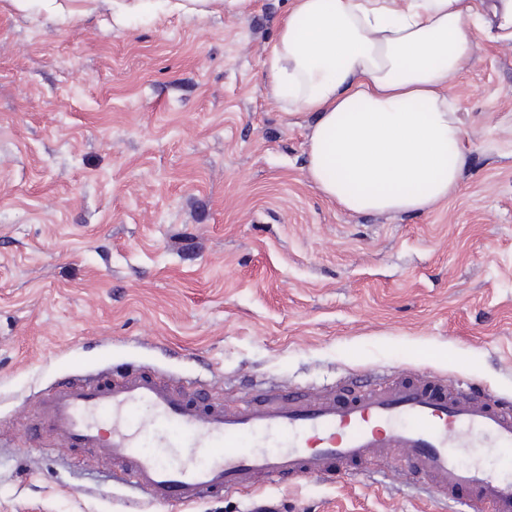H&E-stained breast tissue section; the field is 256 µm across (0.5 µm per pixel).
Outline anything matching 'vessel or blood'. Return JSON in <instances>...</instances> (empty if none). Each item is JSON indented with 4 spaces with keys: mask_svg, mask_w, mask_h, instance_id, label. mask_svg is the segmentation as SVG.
I'll return each mask as SVG.
<instances>
[{
    "mask_svg": "<svg viewBox=\"0 0 512 512\" xmlns=\"http://www.w3.org/2000/svg\"><path fill=\"white\" fill-rule=\"evenodd\" d=\"M35 439L112 461L153 501L192 505L258 481L312 479L406 449L410 469L468 512H512V480L485 464L512 448V402L427 373L339 399L286 392L223 403L124 364L57 386Z\"/></svg>",
    "mask_w": 512,
    "mask_h": 512,
    "instance_id": "b4317fda",
    "label": "vessel or blood"
}]
</instances>
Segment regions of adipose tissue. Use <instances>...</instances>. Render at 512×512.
Segmentation results:
<instances>
[{"label":"adipose tissue","mask_w":512,"mask_h":512,"mask_svg":"<svg viewBox=\"0 0 512 512\" xmlns=\"http://www.w3.org/2000/svg\"><path fill=\"white\" fill-rule=\"evenodd\" d=\"M483 39L512 45V0H291L269 91L304 121V170L324 200L424 213L460 188L469 131L452 89Z\"/></svg>","instance_id":"adipose-tissue-1"}]
</instances>
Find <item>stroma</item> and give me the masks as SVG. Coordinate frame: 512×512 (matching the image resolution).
Returning <instances> with one entry per match:
<instances>
[{
	"mask_svg": "<svg viewBox=\"0 0 512 512\" xmlns=\"http://www.w3.org/2000/svg\"><path fill=\"white\" fill-rule=\"evenodd\" d=\"M289 0L112 24L0 0V512H449L393 450L351 473L193 505L47 438L62 380L131 363L218 401L339 395L424 368L512 398V46L452 89L460 190L428 213L351 214L303 170L268 97Z\"/></svg>",
	"mask_w": 512,
	"mask_h": 512,
	"instance_id": "1",
	"label": "stroma"
}]
</instances>
